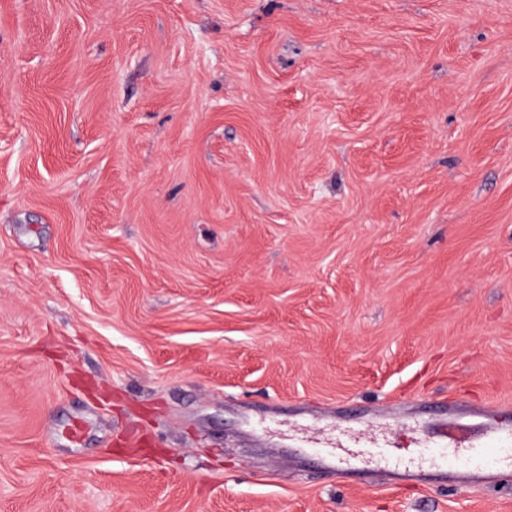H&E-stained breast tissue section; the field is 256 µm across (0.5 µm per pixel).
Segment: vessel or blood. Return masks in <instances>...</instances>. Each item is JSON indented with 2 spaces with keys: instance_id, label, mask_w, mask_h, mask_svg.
<instances>
[{
  "instance_id": "obj_1",
  "label": "vessel or blood",
  "mask_w": 512,
  "mask_h": 512,
  "mask_svg": "<svg viewBox=\"0 0 512 512\" xmlns=\"http://www.w3.org/2000/svg\"><path fill=\"white\" fill-rule=\"evenodd\" d=\"M418 445L453 462L455 485L472 486L512 482V427L492 411L476 423L442 420L420 426ZM304 450L314 452L328 470H338L352 460L378 462L397 458L398 449L383 429L362 430L339 425L332 432L304 430L299 439Z\"/></svg>"
}]
</instances>
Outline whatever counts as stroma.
<instances>
[{
  "instance_id": "1",
  "label": "stroma",
  "mask_w": 512,
  "mask_h": 512,
  "mask_svg": "<svg viewBox=\"0 0 512 512\" xmlns=\"http://www.w3.org/2000/svg\"><path fill=\"white\" fill-rule=\"evenodd\" d=\"M448 401L512 407V0H0V512H512ZM476 423L441 420L419 426V448H431L432 459L456 463L451 468L455 480L462 486L512 482V427L507 426L492 411L481 414ZM301 430L304 432L298 439L299 448L312 450L330 471L338 470L350 460L378 462L398 459V448L378 426L376 429L362 430L349 425H335L330 433Z\"/></svg>"
}]
</instances>
